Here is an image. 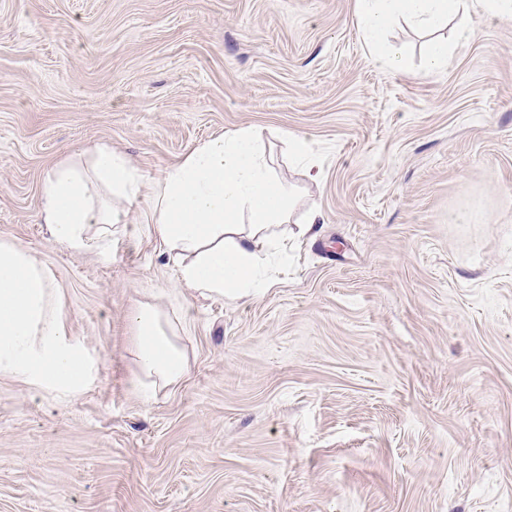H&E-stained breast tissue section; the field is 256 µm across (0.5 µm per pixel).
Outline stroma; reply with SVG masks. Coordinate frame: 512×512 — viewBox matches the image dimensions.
<instances>
[{"mask_svg": "<svg viewBox=\"0 0 512 512\" xmlns=\"http://www.w3.org/2000/svg\"><path fill=\"white\" fill-rule=\"evenodd\" d=\"M242 125L322 220L263 296L204 299L150 197ZM97 145L143 176L108 259L39 222L46 171ZM0 239L94 367L68 399L0 374V512H512V21L424 75L374 65L357 0H0ZM139 302L187 356L148 399Z\"/></svg>", "mask_w": 512, "mask_h": 512, "instance_id": "1", "label": "stroma"}]
</instances>
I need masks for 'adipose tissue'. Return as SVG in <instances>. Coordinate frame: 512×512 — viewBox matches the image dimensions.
Instances as JSON below:
<instances>
[{
    "mask_svg": "<svg viewBox=\"0 0 512 512\" xmlns=\"http://www.w3.org/2000/svg\"><path fill=\"white\" fill-rule=\"evenodd\" d=\"M512 19V0H358L359 26L380 69L404 68L409 46L386 39L396 20L428 33L423 69L444 65L452 42L433 32L456 21L454 42L474 35L471 18ZM143 177L106 146L57 162L42 182L39 219L52 240L76 253L106 241L127 223ZM266 156L262 137L243 125L198 144L156 182L150 221L177 265L178 280L200 294L235 300L261 293L271 258L286 256L288 223L311 232L321 219L301 208ZM130 320L141 375L174 385L187 371L175 326L155 306L135 305ZM0 373L62 395L79 392L89 367L67 338L60 302L44 268L24 250L0 241Z\"/></svg>",
    "mask_w": 512,
    "mask_h": 512,
    "instance_id": "obj_1",
    "label": "adipose tissue"
}]
</instances>
